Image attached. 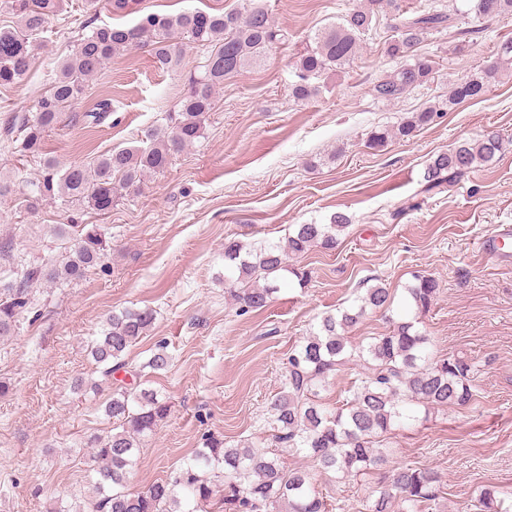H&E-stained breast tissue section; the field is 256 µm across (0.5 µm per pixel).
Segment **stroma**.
I'll return each mask as SVG.
<instances>
[{"label": "stroma", "mask_w": 512, "mask_h": 512, "mask_svg": "<svg viewBox=\"0 0 512 512\" xmlns=\"http://www.w3.org/2000/svg\"><path fill=\"white\" fill-rule=\"evenodd\" d=\"M360 2L137 0L117 17L105 0H65L35 41L26 78L0 86V184L11 188L0 196V276L58 259L84 224L97 225L107 244L103 267L85 279L33 284L13 335L0 338V382L9 387L0 396V512H50L91 495L84 443L110 434L104 407L116 383L154 388L171 406L131 469L130 491L166 479L212 434L229 445L248 439L281 450L287 467L310 472L330 512H367L381 488L378 474H326L305 453L279 449L270 402L290 350L323 315L351 305L371 279L400 294L419 273L439 282L420 327L435 354L474 364L476 399L395 428L383 446L392 464L439 474L430 512H479L487 488L498 493V512H512V257L477 248L480 237L512 225V66L486 96L461 103L413 139L366 146L376 127L445 99L455 79L493 61L512 38V20L462 43L444 30L429 34L414 52L434 60L433 77L391 103L373 92L395 67L384 51L392 32L379 23L349 67L325 76L317 96L294 100L297 57ZM251 3L267 8L288 38L225 78L198 141L164 171L144 174L140 187L120 190L109 212L57 198L28 206L24 194L41 178L44 159L88 164L141 145L146 130L167 128L188 76L208 55L188 43L163 70L147 50L117 54L70 108L73 122L50 133L40 154L19 152L21 135L5 134V120L34 114L84 35L96 26H133L151 13L229 12ZM105 97L110 117L85 127L84 112ZM489 132L506 146L494 166L428 187L424 172L435 155ZM337 211L351 223L335 250L316 248L291 262L307 270V281L282 273L268 307L239 314L224 291L225 240L282 242L295 225L324 224ZM143 307L155 310L154 324L112 385L92 390L100 374L87 341L112 312ZM161 342L171 362L155 373L146 363Z\"/></svg>", "instance_id": "stroma-1"}]
</instances>
